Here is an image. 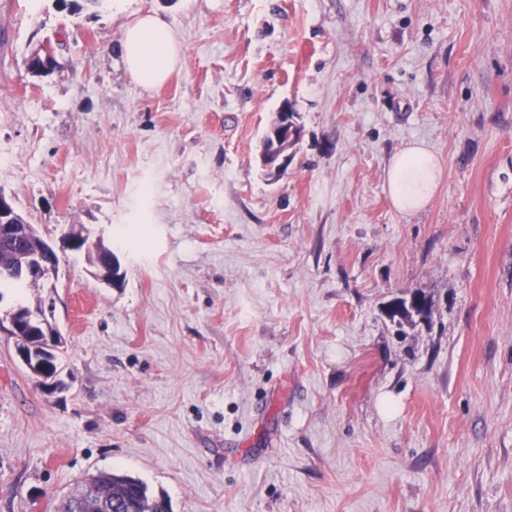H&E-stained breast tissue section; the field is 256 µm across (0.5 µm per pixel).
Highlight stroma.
<instances>
[{
  "label": "stroma",
  "mask_w": 512,
  "mask_h": 512,
  "mask_svg": "<svg viewBox=\"0 0 512 512\" xmlns=\"http://www.w3.org/2000/svg\"><path fill=\"white\" fill-rule=\"evenodd\" d=\"M149 11L183 48L151 90L120 52ZM413 141L444 176L405 216ZM0 191L124 275L68 252L0 298L63 335L53 389L0 335V512L101 471L172 512H512V0H0ZM412 290L429 321L390 320ZM284 119L275 131L270 135L273 139L274 148L261 156L262 165L271 175H279L288 167V160L292 155V150L301 139L302 131L294 120L292 112L288 106L281 110ZM442 176L438 154L423 143L413 142L391 157L385 190L397 212L413 214L429 204ZM61 251L70 249L72 251H84L94 253V263L97 268L96 276L106 285L112 286V282L107 280V266L112 265V251L100 247L97 242H93L90 233L85 227L68 228L61 234Z\"/></svg>",
  "instance_id": "stroma-1"
}]
</instances>
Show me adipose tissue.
Listing matches in <instances>:
<instances>
[{
  "label": "adipose tissue",
  "instance_id": "adipose-tissue-1",
  "mask_svg": "<svg viewBox=\"0 0 512 512\" xmlns=\"http://www.w3.org/2000/svg\"><path fill=\"white\" fill-rule=\"evenodd\" d=\"M122 49L128 72L147 89L166 82L179 65L182 53L172 29L150 13L126 25ZM442 176L438 154L423 143L413 142L391 157L385 190L394 209L408 215L429 204Z\"/></svg>",
  "mask_w": 512,
  "mask_h": 512
}]
</instances>
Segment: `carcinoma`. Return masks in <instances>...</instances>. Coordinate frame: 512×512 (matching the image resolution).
Returning <instances> with one entry per match:
<instances>
[{
    "mask_svg": "<svg viewBox=\"0 0 512 512\" xmlns=\"http://www.w3.org/2000/svg\"><path fill=\"white\" fill-rule=\"evenodd\" d=\"M37 239L22 236L0 240V289L27 288L30 283L14 277L13 268L19 261L18 255L34 249ZM431 300L422 291H413L398 297L389 305V318L406 319L417 316L428 319ZM19 344L23 348H34L39 357L40 374L47 381L56 377L61 370L58 351L50 348L44 336H22ZM92 488L84 492V484L80 483L74 491L81 492L80 498L67 496L58 508V512H171V504L167 496L155 495L138 479L118 473L101 472L91 477Z\"/></svg>",
    "mask_w": 512,
    "mask_h": 512,
    "instance_id": "obj_1",
    "label": "carcinoma"
}]
</instances>
